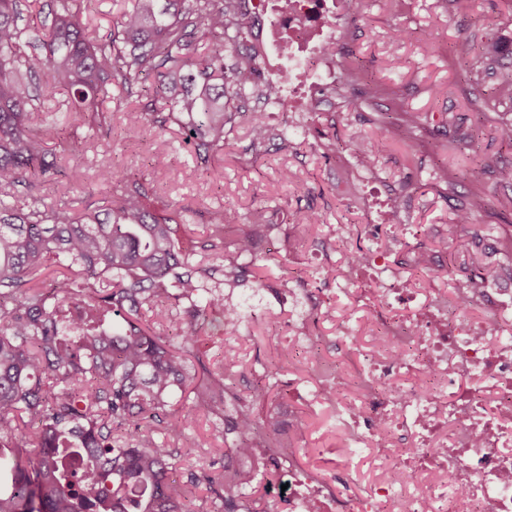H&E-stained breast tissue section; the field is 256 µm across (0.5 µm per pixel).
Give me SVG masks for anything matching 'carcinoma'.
<instances>
[{
    "mask_svg": "<svg viewBox=\"0 0 512 512\" xmlns=\"http://www.w3.org/2000/svg\"><path fill=\"white\" fill-rule=\"evenodd\" d=\"M45 53L29 54L30 23L22 22L18 0H0V512H198L193 490L205 486L209 512H256L248 491L256 475L224 466V475L190 473L189 482L169 481L172 452L154 438L150 424L182 435L186 419L171 413L178 394H194L215 417V431L232 434L224 457H248L256 448L271 455L285 447L282 423L267 411L232 396L235 416L224 414V394L240 360L224 352V365L210 368L199 356L187 364L201 330L198 318L222 311L224 295L207 287L220 275L242 281L258 254L253 230L238 217L211 214L201 249L222 263L200 266L181 246L192 238L179 214L152 209L148 189L107 168L104 205L80 211L46 202L32 192L30 177L57 173L56 155L46 147L37 120L42 112L40 75L68 93L81 122L111 132L104 104L121 102L149 77L172 111L129 112L133 129L172 123L194 145L206 165L230 145L239 102L263 95L247 46L249 22L236 0H125L110 33L83 22L87 0H57ZM200 31L214 40L212 52L194 56L190 37ZM233 62H224L226 50ZM250 147L288 136L269 130L262 112L246 113ZM347 148L362 163L376 165L375 143L359 139ZM26 186L17 194L14 188ZM471 213L457 215L448 265L434 268L427 249L416 255L423 271L445 283L458 268L483 267L486 252L468 228ZM186 305L189 321L175 336H161L140 323L141 311L166 317Z\"/></svg>",
    "mask_w": 512,
    "mask_h": 512,
    "instance_id": "1",
    "label": "carcinoma"
}]
</instances>
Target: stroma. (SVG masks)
Instances as JSON below:
<instances>
[{"instance_id":"obj_1","label":"stroma","mask_w":512,"mask_h":512,"mask_svg":"<svg viewBox=\"0 0 512 512\" xmlns=\"http://www.w3.org/2000/svg\"><path fill=\"white\" fill-rule=\"evenodd\" d=\"M347 27L348 45L338 61L355 76L345 82L344 107L311 114L310 135L292 136L289 149L272 144L252 154L248 127L240 121L231 145L204 168L176 125L129 128L127 111H169V101L156 96L151 84L134 85L113 106L112 131L104 136L75 121L67 92L59 87L41 114L49 145L59 151L76 134L88 147L76 157L59 151V173L37 180L47 201L76 209L97 206L106 193L97 173L111 166L143 181L156 207L185 209L200 240L213 211L235 210L246 224L254 210H266L273 228L259 242L265 267L257 277L223 286L227 306L239 318L230 325L222 313H212L196 349L215 365L223 363L225 349L237 352L241 367L232 390L239 395L249 394L260 375L268 374L271 408L293 412L301 422L291 441L295 468L331 481L344 422L317 375L341 369L353 377L356 366L337 350L335 339L344 332L360 338L371 332L370 312L356 290L372 270L347 272L344 251L334 243L337 225H357L359 245L378 250L388 263L424 245L440 264L448 259L456 213L483 199L474 216L476 240L498 269L488 283L512 288L499 253L503 239L512 236V183L484 167L490 157L498 167H512V144L497 131L512 121V102L496 98L501 70L480 61L486 47H512V0H357ZM463 39L472 47L465 59L457 51ZM410 112L419 123L408 139L402 125ZM382 125L387 132L369 175L343 144L374 135ZM286 171L293 176L288 184L282 180ZM387 188L405 193L397 221L419 225L418 236L390 229ZM301 210L315 211L317 226L297 223ZM327 265L336 267V278L320 277ZM259 277L264 287H257ZM172 411L192 417L184 437L155 434L176 451L172 478L185 481L200 468L223 474V442L212 436V416L183 399Z\"/></svg>"}]
</instances>
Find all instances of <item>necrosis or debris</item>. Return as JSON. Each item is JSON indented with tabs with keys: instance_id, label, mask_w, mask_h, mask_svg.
I'll return each mask as SVG.
<instances>
[{
	"instance_id": "obj_1",
	"label": "necrosis or debris",
	"mask_w": 512,
	"mask_h": 512,
	"mask_svg": "<svg viewBox=\"0 0 512 512\" xmlns=\"http://www.w3.org/2000/svg\"><path fill=\"white\" fill-rule=\"evenodd\" d=\"M341 2L240 0L262 82L277 91L275 100H262V112H293L300 101L335 96ZM364 264L386 277L387 297L417 306L407 324L376 313L369 352H349L362 390L338 400L350 420L347 440L373 448L381 478L352 499L328 480L289 469L290 512H512V345L494 340L512 289H459L458 300L482 318L462 313L435 325L396 269L371 255ZM397 373L418 381L384 391Z\"/></svg>"
}]
</instances>
